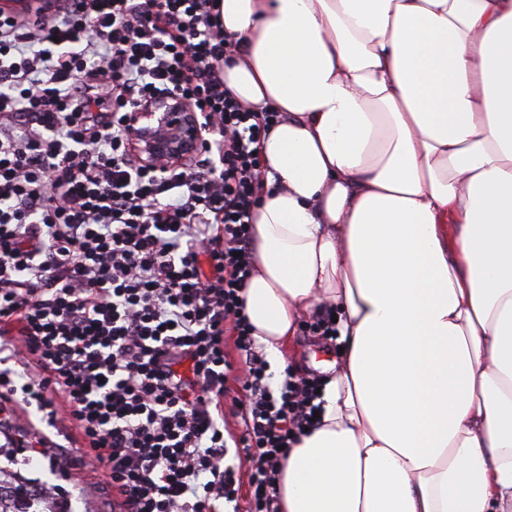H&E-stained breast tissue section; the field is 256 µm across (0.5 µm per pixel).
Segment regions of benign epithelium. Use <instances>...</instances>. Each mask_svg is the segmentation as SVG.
Wrapping results in <instances>:
<instances>
[{
  "mask_svg": "<svg viewBox=\"0 0 512 512\" xmlns=\"http://www.w3.org/2000/svg\"><path fill=\"white\" fill-rule=\"evenodd\" d=\"M129 124L136 159L151 166L183 163L205 139L196 113L176 96L135 110Z\"/></svg>",
  "mask_w": 512,
  "mask_h": 512,
  "instance_id": "7a95c632",
  "label": "benign epithelium"
}]
</instances>
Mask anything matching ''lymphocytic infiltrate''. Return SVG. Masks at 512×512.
Masks as SVG:
<instances>
[{"label":"lymphocytic infiltrate","mask_w":512,"mask_h":512,"mask_svg":"<svg viewBox=\"0 0 512 512\" xmlns=\"http://www.w3.org/2000/svg\"><path fill=\"white\" fill-rule=\"evenodd\" d=\"M238 50L219 0H36L0 10V434L12 456L46 442L12 433L18 406L64 403L83 459L105 469L119 512H222L228 459L251 464L248 512H275L287 446L312 425L318 382L271 386L242 290L275 120L224 85ZM177 96L207 145L158 170L134 161L129 115ZM232 333L243 358L224 437Z\"/></svg>","instance_id":"1"}]
</instances>
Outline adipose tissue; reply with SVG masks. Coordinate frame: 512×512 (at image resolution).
Here are the masks:
<instances>
[{
	"label": "adipose tissue",
	"instance_id": "ef3b65f1",
	"mask_svg": "<svg viewBox=\"0 0 512 512\" xmlns=\"http://www.w3.org/2000/svg\"><path fill=\"white\" fill-rule=\"evenodd\" d=\"M261 149L256 344L332 308L278 512H512V0H221Z\"/></svg>",
	"mask_w": 512,
	"mask_h": 512
}]
</instances>
